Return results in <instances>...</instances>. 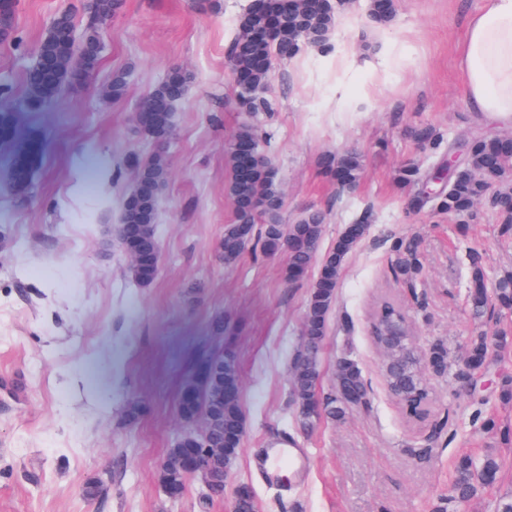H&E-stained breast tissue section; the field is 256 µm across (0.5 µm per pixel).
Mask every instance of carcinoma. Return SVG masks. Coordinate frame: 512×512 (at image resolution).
<instances>
[{
	"mask_svg": "<svg viewBox=\"0 0 512 512\" xmlns=\"http://www.w3.org/2000/svg\"><path fill=\"white\" fill-rule=\"evenodd\" d=\"M339 9L330 0H300L291 13L281 10L280 0H252L240 19L239 33L231 43V60L235 69L245 73L255 88L269 79L272 59L289 60L306 47L327 48L328 34L332 30ZM76 32L73 14L64 12L54 17L39 47V58L27 73L30 102L38 107L50 103L63 86L71 81L69 60L58 58L60 45L71 47V56L99 60L95 53L99 31L90 25L82 39ZM128 75L124 71L112 74L105 94L114 99L122 97ZM186 84L162 83L142 102L148 120L141 133L152 138L154 130L171 125L173 102L181 99ZM231 178L227 193L235 205V223L224 229L221 248L224 262H236L246 246L254 239L266 253H275L288 246V279L297 281L309 268L318 265V274L312 283L303 321V345L293 360L291 379L299 394L298 417L305 426L320 419L338 421L352 409L351 401L367 399V386L358 364L347 356L336 360L334 392L316 396L313 388L320 381V353L329 332V313L337 298V288L344 263L361 243L369 229L370 216L365 213L356 224L360 232L355 237L340 235L336 245L319 254L324 215L313 211L294 224H283L280 219L281 193L275 171L263 163L254 167L248 178L240 175V160L233 147H228ZM321 168L334 175L340 171L344 186L354 187L362 172L358 153L325 154ZM136 183L133 191L121 203L120 236L125 250L140 255L158 252L156 218L158 189L167 175L165 160L155 155L149 159L135 158ZM512 169V146L508 138H474L468 146V166L448 190L435 199V208L450 217H465L487 195L499 174ZM502 233L512 232V191L502 189L496 203ZM265 224L256 227L258 219ZM392 270L396 278L414 285L423 269L419 241L414 237H400L393 244ZM157 265L133 264L130 273L142 285L150 283ZM470 286L467 304L472 318L481 322L495 310L512 313V273H505L487 282L486 270L474 260L469 271ZM509 331L497 329L491 333L478 329L469 336L464 355L457 363L448 360V348L435 341L425 351V357L404 347L394 354V371L388 380L390 391L403 405L411 418L420 416L429 400V390L415 373V364L424 359L425 370L435 376L452 374L465 379L479 371L488 357L512 342ZM238 375L219 372L218 381L208 384L192 404L180 405L181 417L193 420L204 413L214 421L218 430L215 437L224 442L225 458L215 462L223 469L231 464L244 437V418L239 401L231 399ZM499 458L487 454L475 458L470 454L457 457L451 484L452 497L467 502L480 489L495 485L500 476Z\"/></svg>",
	"mask_w": 512,
	"mask_h": 512,
	"instance_id": "obj_1",
	"label": "carcinoma"
}]
</instances>
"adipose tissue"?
I'll list each match as a JSON object with an SVG mask.
<instances>
[{
  "instance_id": "adipose-tissue-1",
  "label": "adipose tissue",
  "mask_w": 512,
  "mask_h": 512,
  "mask_svg": "<svg viewBox=\"0 0 512 512\" xmlns=\"http://www.w3.org/2000/svg\"><path fill=\"white\" fill-rule=\"evenodd\" d=\"M462 60L471 109L512 126V0L472 16Z\"/></svg>"
}]
</instances>
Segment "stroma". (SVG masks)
Segmentation results:
<instances>
[{
	"mask_svg": "<svg viewBox=\"0 0 512 512\" xmlns=\"http://www.w3.org/2000/svg\"><path fill=\"white\" fill-rule=\"evenodd\" d=\"M86 2L18 0L12 38L0 43V90L11 100L0 113V512H231L239 483L252 486L258 512H432L439 504L493 512L496 498L512 495V447L485 434L477 415L492 412L512 426V404L499 399L512 348L473 391L453 376L426 375L427 415L415 420L389 391L385 354L371 335L375 315L392 303L417 349L440 340L458 358L475 329L466 304L473 258L492 275L512 270V234H501L489 200L461 222L414 209L412 189L397 180L408 165L426 173L446 164L449 144L475 131L512 134L471 110L461 68L468 21L486 0H394L385 24L370 17L368 0H351L329 35L331 52L308 47L274 63L264 107L250 119L235 104L227 60L250 0H219L216 13L208 0H122L101 31L91 80L29 107L25 76L50 18L70 11L85 29ZM177 65L191 80L175 105L173 134L160 144L139 131L135 114ZM118 70L130 81L111 99L104 91ZM248 119L269 141L283 223L321 211L325 251L372 210L341 273L314 390H333L339 356L358 362L368 403L341 422L303 427L294 404L291 363L313 276L288 281L283 255L251 245L228 265L220 249L235 220L225 144ZM425 128L441 135L438 148L419 147L415 135ZM347 151L363 165L353 188L318 164ZM158 153L169 164L156 221L159 267L140 285L117 234L120 204L135 185L129 156ZM104 165L106 184L96 176ZM403 235L421 241L424 272L412 286L391 268V246ZM218 317L237 367L245 434L224 497L204 510L199 479L174 499L159 469L187 428L203 427L181 419L179 398L187 359ZM280 433L304 448L307 463L270 481L261 462ZM489 448L501 457L498 484L466 504L450 498L456 457ZM92 477L105 490L90 499Z\"/></svg>",
	"mask_w": 512,
	"mask_h": 512,
	"instance_id": "1",
	"label": "stroma"
}]
</instances>
